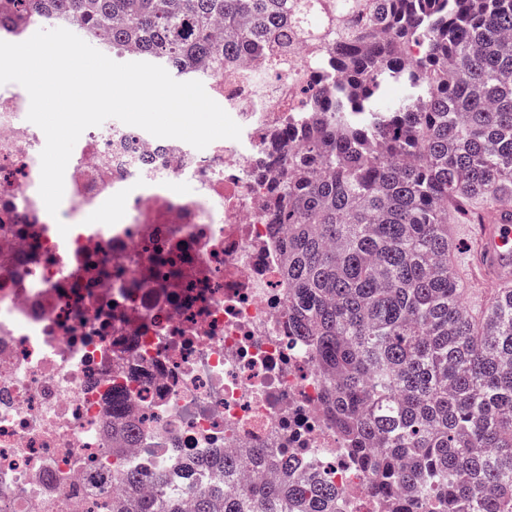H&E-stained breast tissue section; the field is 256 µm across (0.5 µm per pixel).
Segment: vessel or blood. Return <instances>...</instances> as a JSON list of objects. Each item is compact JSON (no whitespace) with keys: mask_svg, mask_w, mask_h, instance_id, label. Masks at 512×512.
I'll list each match as a JSON object with an SVG mask.
<instances>
[{"mask_svg":"<svg viewBox=\"0 0 512 512\" xmlns=\"http://www.w3.org/2000/svg\"><path fill=\"white\" fill-rule=\"evenodd\" d=\"M472 241L468 268L496 287L512 286V206L486 211Z\"/></svg>","mask_w":512,"mask_h":512,"instance_id":"b4317fda","label":"vessel or blood"}]
</instances>
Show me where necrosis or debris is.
<instances>
[{
  "mask_svg": "<svg viewBox=\"0 0 512 512\" xmlns=\"http://www.w3.org/2000/svg\"><path fill=\"white\" fill-rule=\"evenodd\" d=\"M322 48L304 34L225 65L213 99L240 139L198 150L123 123L86 129L57 215L39 194L43 131L0 85V512H108L116 469L166 470L230 448L287 452L372 488L348 462L309 344L288 325L258 171L280 168ZM190 178V191L172 185ZM68 233H60V225Z\"/></svg>",
  "mask_w": 512,
  "mask_h": 512,
  "instance_id": "necrosis-or-debris-1",
  "label": "necrosis or debris"
}]
</instances>
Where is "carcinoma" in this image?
<instances>
[{
    "instance_id": "carcinoma-1",
    "label": "carcinoma",
    "mask_w": 512,
    "mask_h": 512,
    "mask_svg": "<svg viewBox=\"0 0 512 512\" xmlns=\"http://www.w3.org/2000/svg\"><path fill=\"white\" fill-rule=\"evenodd\" d=\"M324 3L336 88H308L298 148L267 179L283 226L294 335L379 512H512V288L484 316L448 267V224L512 205V0ZM309 0H0V14L77 25L115 56L210 79L288 50ZM421 47L415 64L406 63ZM218 478L192 512H341L326 477L286 454L192 461ZM112 512H185L163 471H125Z\"/></svg>"
}]
</instances>
